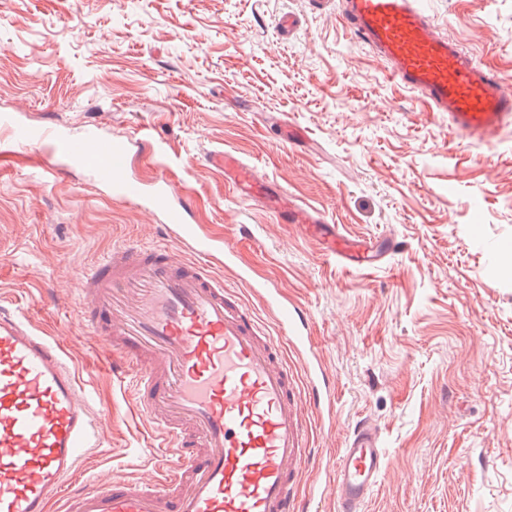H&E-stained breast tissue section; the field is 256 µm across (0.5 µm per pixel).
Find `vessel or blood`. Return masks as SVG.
Segmentation results:
<instances>
[{"instance_id":"vessel-or-blood-1","label":"vessel or blood","mask_w":512,"mask_h":512,"mask_svg":"<svg viewBox=\"0 0 512 512\" xmlns=\"http://www.w3.org/2000/svg\"><path fill=\"white\" fill-rule=\"evenodd\" d=\"M341 16L389 76L455 133L485 141L512 126V86L444 35L420 0H342ZM0 125L14 144L56 155V174L88 171L113 200L149 209L176 243L113 248L77 283L83 324L118 354L114 373L131 376L137 413L163 439L158 479L75 481L94 448L86 384L59 343L22 310L0 304V512H307V414L330 421L336 408L301 304L236 270L234 244H217L190 222L192 201L165 172L148 185L131 176L135 149L147 146L136 132L75 135L9 115ZM208 163L243 201L307 226L322 256L360 269L359 243L289 200L279 183L225 150ZM245 281L279 335L239 293ZM290 349L302 366L289 361ZM385 466L378 429L361 423L339 453L337 512H364Z\"/></svg>"}]
</instances>
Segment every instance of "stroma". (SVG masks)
Returning a JSON list of instances; mask_svg holds the SVG:
<instances>
[{
	"mask_svg": "<svg viewBox=\"0 0 512 512\" xmlns=\"http://www.w3.org/2000/svg\"><path fill=\"white\" fill-rule=\"evenodd\" d=\"M463 48L512 81V0H427ZM339 0H0V113L71 132L137 128L194 221L312 321L336 422L313 423L302 484L336 512L338 452L378 426L386 471L365 512H512V130L456 135L347 30ZM296 27L282 36L279 22ZM230 150L345 234L393 235L383 265L342 270L292 224L241 200L210 152ZM0 136V301L80 368L105 419L77 482L155 477L159 441L131 411L112 349L82 327L77 276L113 247L166 244L145 208L83 170Z\"/></svg>",
	"mask_w": 512,
	"mask_h": 512,
	"instance_id": "obj_1",
	"label": "stroma"
}]
</instances>
